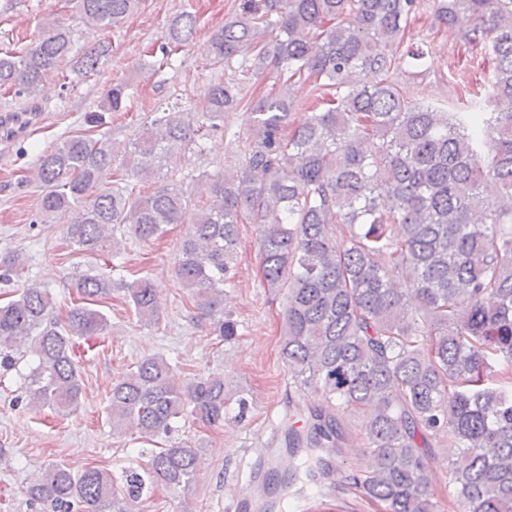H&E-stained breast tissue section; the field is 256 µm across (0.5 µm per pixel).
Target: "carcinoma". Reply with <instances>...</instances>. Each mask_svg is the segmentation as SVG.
I'll list each match as a JSON object with an SVG mask.
<instances>
[{"instance_id":"cac0c4a2","label":"carcinoma","mask_w":512,"mask_h":512,"mask_svg":"<svg viewBox=\"0 0 512 512\" xmlns=\"http://www.w3.org/2000/svg\"><path fill=\"white\" fill-rule=\"evenodd\" d=\"M142 0H76L79 21L110 32ZM424 0H242L212 36L213 58L232 73L272 80L249 103L250 129L238 166L205 175V199L175 261V276L224 342L238 336L224 315V284L240 226L251 224L263 282L285 299L281 355L295 386L319 391L326 406L287 435L289 449L332 455L340 420L361 415L372 470L341 474L381 512H512V110L476 102L444 108L417 100L391 78ZM431 28L454 27L494 61L488 99L512 103V0H432ZM197 28L184 11L166 40L171 58ZM277 31L272 47L263 44ZM74 50L72 31L54 27L20 52H0V88L28 100ZM104 41L80 57L99 71ZM313 83L316 102L300 122L291 86ZM128 85H112L89 122L97 135L63 138L40 156L38 216L65 225L78 251H112V275L89 270L72 287L83 302L60 320L51 293L31 283L0 305V370L31 356L28 406L68 410L83 394L73 337L106 330L90 304L116 292L145 324L158 321L150 277L131 281L117 235L142 244L183 223L191 195L165 183L168 155L191 150L224 127L242 101L240 86L218 80L201 110L157 112L126 145L112 142L102 113L121 112ZM125 176L160 186L145 194L104 180L115 155ZM25 270L17 251L0 253V282ZM231 395L224 375L182 385L160 355L138 361L112 383L113 433L166 447L148 468L122 471V486L95 466L53 463L26 487L42 512H134L150 491L186 489L200 443L178 437L192 419L218 427ZM448 438V506L431 484L428 459Z\"/></svg>"}]
</instances>
